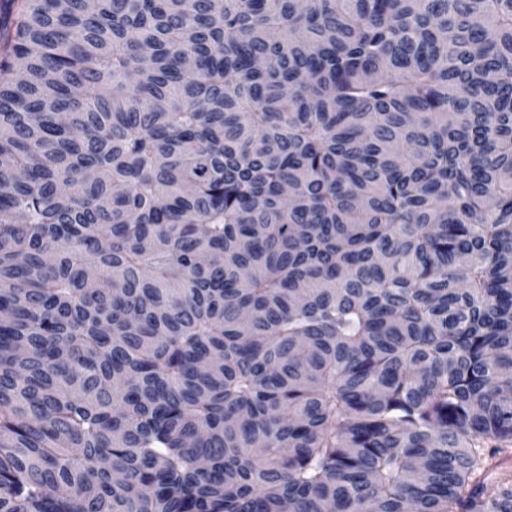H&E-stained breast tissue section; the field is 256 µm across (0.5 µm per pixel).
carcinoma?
I'll return each mask as SVG.
<instances>
[{"label":"carcinoma","instance_id":"carcinoma-1","mask_svg":"<svg viewBox=\"0 0 512 512\" xmlns=\"http://www.w3.org/2000/svg\"><path fill=\"white\" fill-rule=\"evenodd\" d=\"M512 0H0V512H512Z\"/></svg>","mask_w":512,"mask_h":512}]
</instances>
